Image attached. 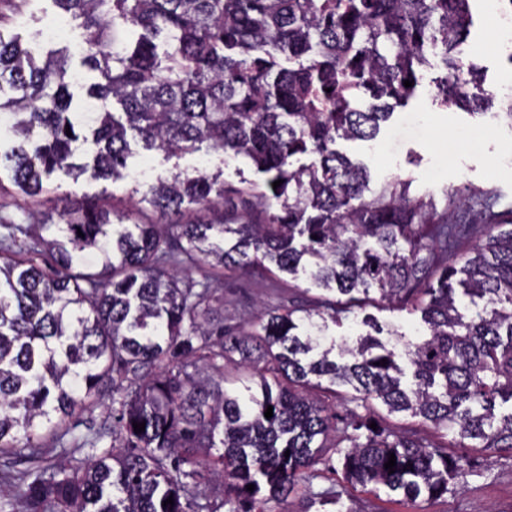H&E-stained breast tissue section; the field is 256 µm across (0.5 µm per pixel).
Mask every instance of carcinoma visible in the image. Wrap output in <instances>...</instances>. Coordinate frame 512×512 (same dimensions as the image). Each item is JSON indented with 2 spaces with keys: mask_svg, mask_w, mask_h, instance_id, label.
Returning a JSON list of instances; mask_svg holds the SVG:
<instances>
[{
  "mask_svg": "<svg viewBox=\"0 0 512 512\" xmlns=\"http://www.w3.org/2000/svg\"><path fill=\"white\" fill-rule=\"evenodd\" d=\"M25 2L0 0V119L13 138L0 194L5 171L28 199L53 178L125 179L131 139L169 157L247 158L264 179L231 196L206 172L135 189L164 218L186 202L211 213L193 222L130 224L104 203L30 224L0 216V486L24 512H256L331 449L354 486L443 498L462 458L415 427L370 428L380 404L512 453V412L495 414L512 402V227L497 195L458 191L440 208L399 180L368 197L367 167L336 150L375 139L433 58L440 104L490 102L457 52L472 0H52L82 29L92 112L71 111L68 49L39 62L8 33ZM357 92L374 103L360 109ZM299 155L317 161L296 167ZM475 205L485 220L470 248L474 226L448 213ZM207 267L303 275L319 293L293 288L288 305L226 326L218 289L187 276ZM373 293L427 325L408 350L409 387L371 338L330 358V326ZM312 387L355 407L339 420ZM106 396L112 413L77 432Z\"/></svg>",
  "mask_w": 512,
  "mask_h": 512,
  "instance_id": "carcinoma-1",
  "label": "carcinoma"
}]
</instances>
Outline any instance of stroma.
I'll use <instances>...</instances> for the list:
<instances>
[{"mask_svg": "<svg viewBox=\"0 0 512 512\" xmlns=\"http://www.w3.org/2000/svg\"><path fill=\"white\" fill-rule=\"evenodd\" d=\"M473 26L463 50L476 65L485 88L512 85V63L506 54L511 47L495 38L494 12L485 10L480 0L472 4ZM52 0H26L15 15L10 33L19 35L35 55L46 56L52 49L72 45L80 39L75 22H67L65 34L51 43L37 44L36 35L48 20L58 18ZM438 71L426 68L415 96L406 107L396 109L373 141H338L336 148L369 170L370 187L379 190L393 178L410 182L415 197L443 201L445 194L464 190L469 195L491 191L499 195V209L512 205V125L501 123L490 134H483L486 118L468 107L441 106L436 98L434 79ZM134 179L97 182L84 179L58 180L43 207L51 209L68 202L100 201L115 198L133 220L148 222L153 213H139L130 196L132 180L151 182L171 174H194L202 170L222 172L225 190L239 187L241 180H259L252 163L244 158L224 160L221 154L203 151L171 159L163 153L134 147L129 160ZM224 296V323L239 325L254 319L257 301L276 305L288 299L287 282L275 283L253 273H229L220 283ZM381 326L378 336L386 348L394 349L399 364H406L404 344H396L389 329H398L406 341H417L424 334L420 313L401 311L378 301L367 307ZM458 456L469 465L463 483L454 485L448 495L436 501L423 498L408 502L401 495L381 489L371 491L348 483L339 461L319 464L310 480L299 483L284 500H270L264 512H512V455L491 450L461 448Z\"/></svg>", "mask_w": 512, "mask_h": 512, "instance_id": "1", "label": "stroma"}]
</instances>
